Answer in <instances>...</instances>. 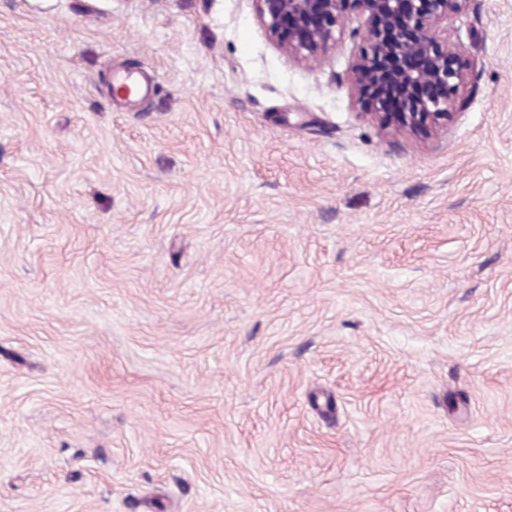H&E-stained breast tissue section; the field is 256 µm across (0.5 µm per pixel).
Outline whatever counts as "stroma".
Returning a JSON list of instances; mask_svg holds the SVG:
<instances>
[{"label": "stroma", "instance_id": "obj_1", "mask_svg": "<svg viewBox=\"0 0 512 512\" xmlns=\"http://www.w3.org/2000/svg\"><path fill=\"white\" fill-rule=\"evenodd\" d=\"M363 25L0 0V512H512V0L440 129L365 115ZM111 81L115 90H130L134 88L136 91L135 99L149 95L152 90L151 79L147 75L142 74L141 71L114 70Z\"/></svg>", "mask_w": 512, "mask_h": 512}]
</instances>
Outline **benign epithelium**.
<instances>
[{
  "instance_id": "7a95c632",
  "label": "benign epithelium",
  "mask_w": 512,
  "mask_h": 512,
  "mask_svg": "<svg viewBox=\"0 0 512 512\" xmlns=\"http://www.w3.org/2000/svg\"><path fill=\"white\" fill-rule=\"evenodd\" d=\"M470 0H256L260 22L290 58L324 61L336 30L367 15L350 39L359 47L348 84L369 91L380 128L437 127L462 110L465 61L448 31Z\"/></svg>"
}]
</instances>
